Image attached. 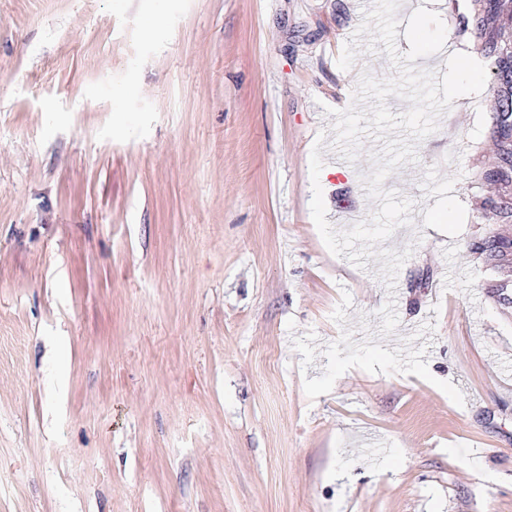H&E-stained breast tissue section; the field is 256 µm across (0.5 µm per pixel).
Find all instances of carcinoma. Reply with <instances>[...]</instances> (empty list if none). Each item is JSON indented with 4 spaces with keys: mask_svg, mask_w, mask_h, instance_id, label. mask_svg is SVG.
Instances as JSON below:
<instances>
[{
    "mask_svg": "<svg viewBox=\"0 0 512 512\" xmlns=\"http://www.w3.org/2000/svg\"><path fill=\"white\" fill-rule=\"evenodd\" d=\"M461 31L472 37V51L489 67L488 91L494 101L484 142L491 161L470 168L474 182L489 189L477 203L480 234L467 249L482 260L490 278L484 288L503 309L512 307V237L499 226L512 224V6L506 0H466Z\"/></svg>",
    "mask_w": 512,
    "mask_h": 512,
    "instance_id": "obj_1",
    "label": "carcinoma"
}]
</instances>
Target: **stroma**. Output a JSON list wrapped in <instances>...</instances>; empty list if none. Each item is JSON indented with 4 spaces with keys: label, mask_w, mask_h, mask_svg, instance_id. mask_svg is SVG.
Listing matches in <instances>:
<instances>
[{
    "label": "stroma",
    "mask_w": 512,
    "mask_h": 512,
    "mask_svg": "<svg viewBox=\"0 0 512 512\" xmlns=\"http://www.w3.org/2000/svg\"><path fill=\"white\" fill-rule=\"evenodd\" d=\"M469 52L465 0H401ZM362 0H0V512H512V317L467 241L488 91L383 187L394 288L334 256L310 156ZM383 143L321 188L350 228ZM351 211L337 212L340 198ZM394 300L399 324L378 334Z\"/></svg>",
    "instance_id": "1"
}]
</instances>
